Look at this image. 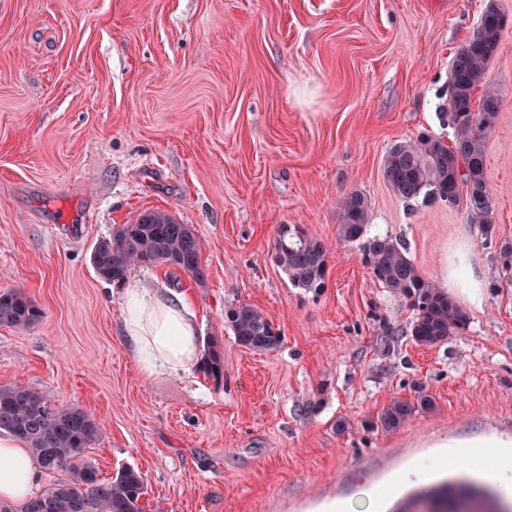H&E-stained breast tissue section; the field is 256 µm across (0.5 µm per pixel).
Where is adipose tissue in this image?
I'll list each match as a JSON object with an SVG mask.
<instances>
[{
  "instance_id": "1",
  "label": "adipose tissue",
  "mask_w": 512,
  "mask_h": 512,
  "mask_svg": "<svg viewBox=\"0 0 512 512\" xmlns=\"http://www.w3.org/2000/svg\"><path fill=\"white\" fill-rule=\"evenodd\" d=\"M485 277L467 242H460L448 262L447 287L471 306L484 301ZM123 337L144 378L190 371L200 361V336L188 300L152 292L138 285L123 294ZM466 465L512 498V444L486 437L449 438L439 459L443 468ZM38 464L16 438L0 436V500L26 499Z\"/></svg>"
}]
</instances>
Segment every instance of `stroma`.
<instances>
[{
	"label": "stroma",
	"mask_w": 512,
	"mask_h": 512,
	"mask_svg": "<svg viewBox=\"0 0 512 512\" xmlns=\"http://www.w3.org/2000/svg\"><path fill=\"white\" fill-rule=\"evenodd\" d=\"M507 15L486 80L503 107L486 146L493 236L465 206L400 200L382 160L439 114L455 52L488 2ZM370 203L364 239L337 233L336 203ZM161 210L203 245V280L135 266L127 280L191 303L224 342L219 378L144 379L121 337V285L91 254ZM324 242L323 288L270 260L276 229ZM403 244L444 284L468 240L486 277L452 341L416 344L414 313L377 283L368 239ZM512 0H0V291L42 311L0 325V386L45 392L100 426L101 477L132 467L144 512H313L359 501L439 454L448 438L512 436ZM259 309L281 334L256 353L224 322ZM433 399L400 428L395 400ZM348 423L337 432V421ZM415 406L407 401H393L382 409L377 416L375 425L384 431L396 430L414 414Z\"/></svg>",
	"instance_id": "1"
}]
</instances>
